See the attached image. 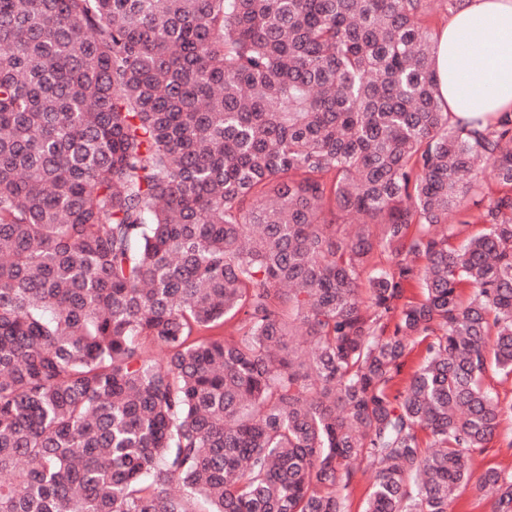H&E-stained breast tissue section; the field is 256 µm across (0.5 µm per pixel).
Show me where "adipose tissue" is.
<instances>
[{
    "mask_svg": "<svg viewBox=\"0 0 512 512\" xmlns=\"http://www.w3.org/2000/svg\"><path fill=\"white\" fill-rule=\"evenodd\" d=\"M434 71L454 118L512 109V0H465L439 32Z\"/></svg>",
    "mask_w": 512,
    "mask_h": 512,
    "instance_id": "obj_1",
    "label": "adipose tissue"
}]
</instances>
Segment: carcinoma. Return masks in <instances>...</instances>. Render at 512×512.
<instances>
[{
  "instance_id": "carcinoma-1",
  "label": "carcinoma",
  "mask_w": 512,
  "mask_h": 512,
  "mask_svg": "<svg viewBox=\"0 0 512 512\" xmlns=\"http://www.w3.org/2000/svg\"><path fill=\"white\" fill-rule=\"evenodd\" d=\"M460 2L0 0V512H349L367 475L362 512H512L471 468L512 451V112L451 121ZM499 439L495 438L488 444V449L480 455H475L473 466L477 472L489 466H496L505 469H512V457L504 452L498 451ZM490 507L488 501H478L469 491H463L454 497L448 512H490Z\"/></svg>"
}]
</instances>
